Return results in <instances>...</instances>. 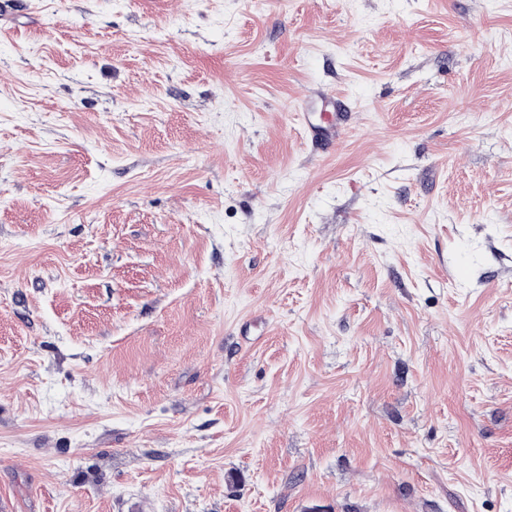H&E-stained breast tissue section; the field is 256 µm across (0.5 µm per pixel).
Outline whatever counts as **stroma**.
<instances>
[{
    "mask_svg": "<svg viewBox=\"0 0 512 512\" xmlns=\"http://www.w3.org/2000/svg\"><path fill=\"white\" fill-rule=\"evenodd\" d=\"M2 498L512 512V0H0ZM348 112L340 100H333V112L326 113L323 122L310 127L313 137H319L324 141L326 149H332L338 140L339 131L346 125Z\"/></svg>",
    "mask_w": 512,
    "mask_h": 512,
    "instance_id": "stroma-1",
    "label": "stroma"
}]
</instances>
